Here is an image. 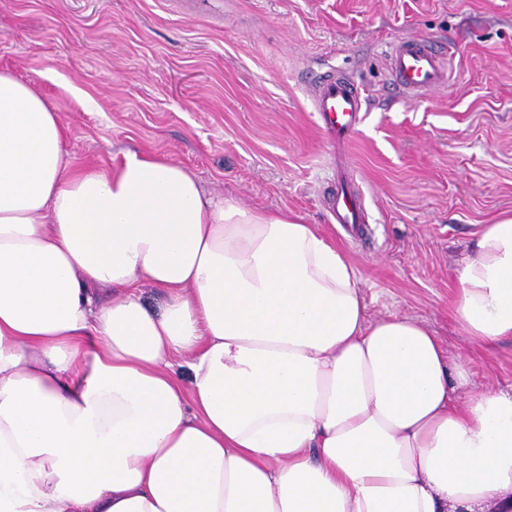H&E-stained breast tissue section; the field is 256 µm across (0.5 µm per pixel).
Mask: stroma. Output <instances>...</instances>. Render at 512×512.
I'll list each match as a JSON object with an SVG mask.
<instances>
[{"instance_id":"35a3bbf8","label":"stroma","mask_w":512,"mask_h":512,"mask_svg":"<svg viewBox=\"0 0 512 512\" xmlns=\"http://www.w3.org/2000/svg\"><path fill=\"white\" fill-rule=\"evenodd\" d=\"M420 36L454 46L455 70L410 101L387 51ZM0 70L52 104L76 159L154 154L244 208L304 215L370 319H417L474 390L512 386V338L479 344L454 316L457 261L512 212V0H0ZM331 70L369 97L342 146L311 102ZM344 165L368 211L354 236L328 210Z\"/></svg>"}]
</instances>
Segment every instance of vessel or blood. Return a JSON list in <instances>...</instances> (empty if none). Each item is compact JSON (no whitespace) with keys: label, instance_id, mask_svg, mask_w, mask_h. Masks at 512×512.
<instances>
[{"label":"vessel or blood","instance_id":"b4317fda","mask_svg":"<svg viewBox=\"0 0 512 512\" xmlns=\"http://www.w3.org/2000/svg\"><path fill=\"white\" fill-rule=\"evenodd\" d=\"M454 54L453 48L439 47L425 38L402 40L390 49L388 70L396 87L415 99L449 83ZM313 105L330 140L343 142L362 122L367 96L349 78L327 71L314 82ZM332 210L338 224H361L366 219L361 200L348 187L338 193Z\"/></svg>","mask_w":512,"mask_h":512}]
</instances>
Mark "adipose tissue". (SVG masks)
<instances>
[{"label":"adipose tissue","mask_w":512,"mask_h":512,"mask_svg":"<svg viewBox=\"0 0 512 512\" xmlns=\"http://www.w3.org/2000/svg\"><path fill=\"white\" fill-rule=\"evenodd\" d=\"M456 274L468 336L512 337V215ZM367 311L318 225L161 157L76 162L0 70V512H512V387Z\"/></svg>","instance_id":"1"}]
</instances>
